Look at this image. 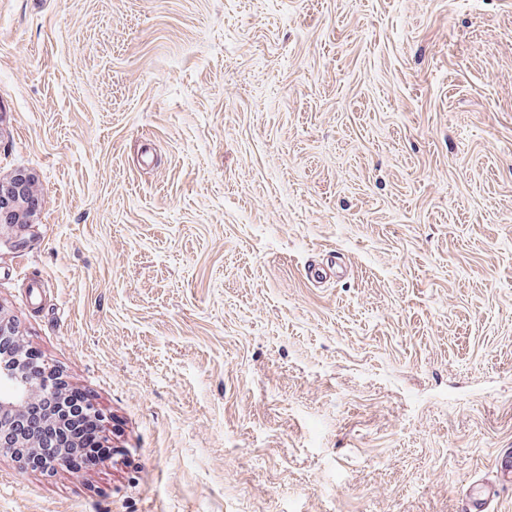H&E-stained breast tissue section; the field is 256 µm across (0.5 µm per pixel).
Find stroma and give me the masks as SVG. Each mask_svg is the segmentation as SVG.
Here are the masks:
<instances>
[{
    "instance_id": "obj_1",
    "label": "stroma",
    "mask_w": 512,
    "mask_h": 512,
    "mask_svg": "<svg viewBox=\"0 0 512 512\" xmlns=\"http://www.w3.org/2000/svg\"><path fill=\"white\" fill-rule=\"evenodd\" d=\"M23 170L0 310L115 453L0 512H461L512 448V0H0Z\"/></svg>"
}]
</instances>
